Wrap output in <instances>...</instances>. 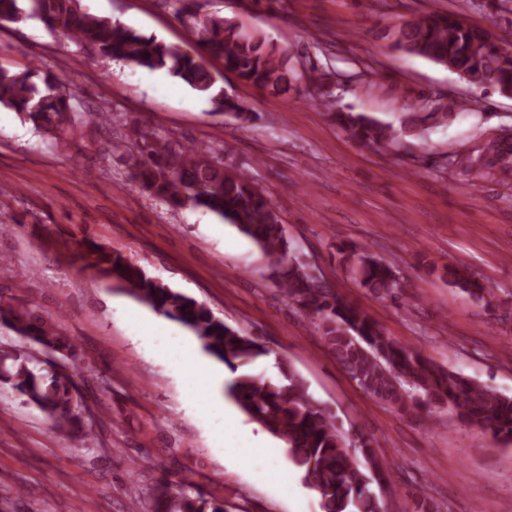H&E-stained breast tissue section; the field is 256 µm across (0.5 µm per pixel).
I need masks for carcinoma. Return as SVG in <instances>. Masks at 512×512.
I'll return each instance as SVG.
<instances>
[{"label":"carcinoma","instance_id":"obj_1","mask_svg":"<svg viewBox=\"0 0 512 512\" xmlns=\"http://www.w3.org/2000/svg\"><path fill=\"white\" fill-rule=\"evenodd\" d=\"M195 38L196 55L82 8L80 0H0V22L41 21L62 31L78 46L102 60L124 61L148 69H167L191 89L207 95L214 113L245 122L250 112L239 97L216 89L204 58L224 61V69L261 90L286 92L296 84L311 90L330 110L332 92L326 73L291 59L235 21L217 15L179 10ZM393 46L454 71L484 89H512V44H504L457 14L429 12L393 27ZM79 94L63 79L29 66L0 65V107L18 113L44 138L73 135L88 122L114 126L112 113L81 112ZM455 102H435L405 113L403 132L419 136L430 125H446ZM336 123L353 139L382 147L397 139L389 124L362 113L334 112ZM111 151L126 156L129 177L142 189L176 209H201L234 225L266 256L269 277L282 295L297 305L318 328L336 361L373 397L410 413L422 403L437 404L461 422L479 426L512 443V397L411 351L389 336L373 316L330 283L321 281L310 262L295 253L281 212L254 180L224 164V151L209 144L193 149L161 129L140 127L134 134L113 133ZM442 170L475 181L512 173V135H498L467 153L443 157ZM340 264L360 287L380 297L400 290L398 268L367 244L336 246ZM83 268L103 279H116L142 302L188 328L203 349L231 371L238 363L258 361L269 350L254 337L217 319L196 299L168 288L120 252L90 243ZM448 283L480 300L484 288L457 267L448 268ZM0 324L20 338L61 355L67 367L38 364L0 350V383L10 384L24 401L39 409L58 430L88 437L76 413L80 396L75 344L57 324L18 298L0 296ZM279 376L242 372L226 393L251 420L286 445L289 461L302 482L321 499L322 512H381L373 489L387 481L388 459L361 433L347 437L336 415L315 399L305 380L285 363ZM157 512H227L225 502L180 490L160 498Z\"/></svg>","mask_w":512,"mask_h":512}]
</instances>
